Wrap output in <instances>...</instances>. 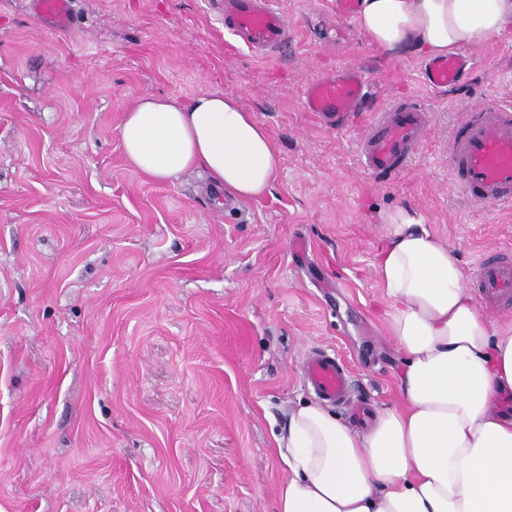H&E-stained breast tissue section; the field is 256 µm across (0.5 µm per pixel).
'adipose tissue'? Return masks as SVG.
<instances>
[{
    "label": "adipose tissue",
    "instance_id": "1",
    "mask_svg": "<svg viewBox=\"0 0 512 512\" xmlns=\"http://www.w3.org/2000/svg\"><path fill=\"white\" fill-rule=\"evenodd\" d=\"M356 23L382 49L421 58L495 42L512 30V0H360ZM131 169L157 182L188 170L216 193H270L280 156L233 98L140 96L123 115ZM374 268L400 354L399 405L365 433L317 402L288 410L277 448L288 475L275 512H512V324L474 305L454 250L423 217L399 208Z\"/></svg>",
    "mask_w": 512,
    "mask_h": 512
}]
</instances>
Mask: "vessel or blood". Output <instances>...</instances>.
I'll return each mask as SVG.
<instances>
[{
    "label": "vessel or blood",
    "mask_w": 512,
    "mask_h": 512,
    "mask_svg": "<svg viewBox=\"0 0 512 512\" xmlns=\"http://www.w3.org/2000/svg\"><path fill=\"white\" fill-rule=\"evenodd\" d=\"M71 0H33L34 11L51 19L55 28L70 27ZM224 27L235 41L265 55L288 36V26L272 0H228ZM469 65L462 55L433 60L424 67L430 87L459 81ZM362 74L346 72L304 86L306 109L323 120H343L354 113L364 96ZM426 114L416 104L398 102L388 111L372 115L360 145V159L372 175L394 176L404 171L417 153L426 129ZM448 168L459 191L471 201L487 206L512 204V104L477 105L460 113L448 153ZM475 286L489 305L512 301V250L479 265ZM305 377L324 401H347L351 382L346 366L317 352L304 363Z\"/></svg>",
    "instance_id": "b4317fda"
}]
</instances>
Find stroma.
<instances>
[{
  "instance_id": "stroma-1",
  "label": "stroma",
  "mask_w": 512,
  "mask_h": 512,
  "mask_svg": "<svg viewBox=\"0 0 512 512\" xmlns=\"http://www.w3.org/2000/svg\"><path fill=\"white\" fill-rule=\"evenodd\" d=\"M288 38L239 45L222 0H71L58 30L0 0V512H274L276 438L315 400L302 363L344 362L352 404L399 400L374 269L383 216L409 206L468 277L512 247V207L455 190L460 112L512 101V31L464 48L452 88L423 58L370 44L332 0H277ZM368 81L365 112L408 100L428 134L404 172L360 165L363 122L308 112L304 84ZM236 98L281 156L270 194L216 205L195 172L157 182L121 147L151 93ZM469 64L470 60L462 55L430 61L424 67L425 82L432 88L453 85L459 81Z\"/></svg>"
}]
</instances>
